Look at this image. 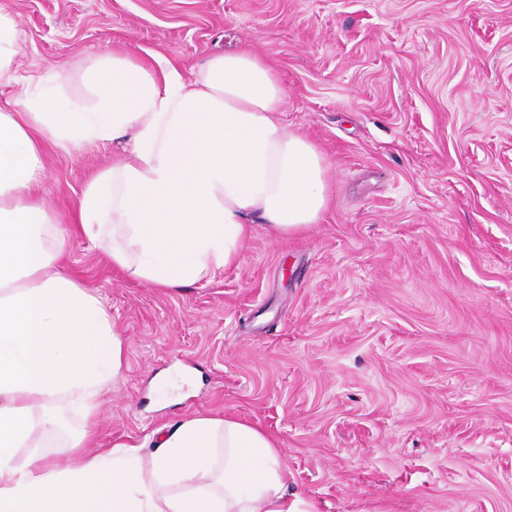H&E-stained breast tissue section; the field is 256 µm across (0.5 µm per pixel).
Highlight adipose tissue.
<instances>
[{"label": "adipose tissue", "instance_id": "1", "mask_svg": "<svg viewBox=\"0 0 512 512\" xmlns=\"http://www.w3.org/2000/svg\"><path fill=\"white\" fill-rule=\"evenodd\" d=\"M94 95L37 81L0 106V512H319L288 492L276 439L234 416L194 415L144 451L87 454L65 435L53 468L36 431L84 422L122 375L123 340L100 296L69 273L72 239L160 288H184L238 263L256 224L276 240L319 223L330 169L278 117L285 91L257 54L207 60L184 81L166 56L100 53ZM130 141L87 182L61 230L38 192L44 144Z\"/></svg>", "mask_w": 512, "mask_h": 512}]
</instances>
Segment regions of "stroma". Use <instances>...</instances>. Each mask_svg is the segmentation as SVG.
<instances>
[{
  "label": "stroma",
  "mask_w": 512,
  "mask_h": 512,
  "mask_svg": "<svg viewBox=\"0 0 512 512\" xmlns=\"http://www.w3.org/2000/svg\"><path fill=\"white\" fill-rule=\"evenodd\" d=\"M16 79L83 73L102 48L207 59L251 48L280 120L331 167L306 232L257 224L240 262L170 289L73 241L125 343L99 449L183 417L277 440L286 485L321 512H512V0H0ZM115 143L47 145L41 190L67 223Z\"/></svg>",
  "instance_id": "stroma-1"
}]
</instances>
